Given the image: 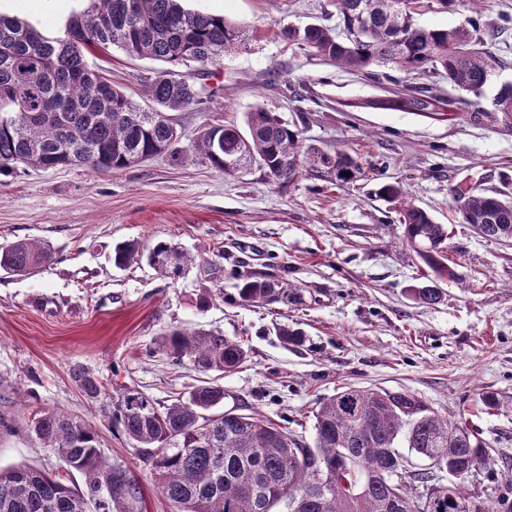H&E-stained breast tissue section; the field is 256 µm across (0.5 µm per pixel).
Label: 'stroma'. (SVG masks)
<instances>
[{"instance_id": "obj_1", "label": "stroma", "mask_w": 512, "mask_h": 512, "mask_svg": "<svg viewBox=\"0 0 512 512\" xmlns=\"http://www.w3.org/2000/svg\"><path fill=\"white\" fill-rule=\"evenodd\" d=\"M87 6L0 0V14L60 37ZM185 6L225 16L253 39L216 65L181 67L184 79L208 93L176 115L182 147L205 127L243 125L246 112L260 106L300 131L302 151L347 152L359 171L340 182L305 166L276 181L257 166L227 177L202 162L157 157L112 173L31 169L0 179V244L38 240L54 253L36 275L0 272V416L19 426L0 434V466L58 469L23 428L55 408L95 426L108 461L139 482L141 496L125 503L126 512H171L109 413L111 398L129 389L168 404L198 385L202 373L175 365L158 347L178 328L241 341L249 358L220 380L225 409L262 413L308 442L316 400L347 386L407 392L449 419H465L497 462L495 479L479 477L466 489L494 498L497 486L512 480V245L460 223L453 193L512 196V128L466 111L442 121L379 107L385 85L280 38L287 26L336 27L329 0ZM476 20L482 31H505L495 47L504 64L480 100L487 108L501 85L512 84V0H488ZM91 64L133 95L160 68L118 49ZM394 181L451 229L456 277L440 281L433 304L413 295L432 273L407 245L396 204L377 193ZM159 240L191 256L179 277L145 259L113 265L115 244ZM203 260L224 269V295L205 310L195 305ZM241 272L283 282L290 301L237 303ZM283 324L302 331L303 344L282 343L276 329ZM78 365L103 382L109 400L85 396L71 376ZM485 391L498 393L499 410L483 409Z\"/></svg>"}]
</instances>
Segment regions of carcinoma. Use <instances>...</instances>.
Here are the masks:
<instances>
[{"label":"carcinoma","mask_w":512,"mask_h":512,"mask_svg":"<svg viewBox=\"0 0 512 512\" xmlns=\"http://www.w3.org/2000/svg\"><path fill=\"white\" fill-rule=\"evenodd\" d=\"M416 0H331L340 31L320 24L285 28L286 40L312 49L344 69L372 73L397 67L411 74H440L456 90L480 98L500 59L471 19L451 27H425L414 20ZM455 12H476L485 0H435ZM245 28L221 15L191 11L182 0H93L87 12L70 19L64 36L48 38L18 18L0 15V176L19 170L82 165L108 173L130 167L140 154L165 157L178 165L197 158L228 176L257 164L286 181L300 168V133L276 114L257 107L246 113L245 128L212 125L186 150L176 148L181 130L173 114L199 104V92L178 68L189 62L213 66L224 53L247 47ZM118 48L131 57L165 67L144 85L140 105L89 65L88 56ZM390 107L445 116L469 104L450 99L428 84L408 85L385 100ZM475 117H502L512 124V84L501 87L492 109H472ZM339 181L357 164L348 154L309 157ZM382 196L404 201L400 223L412 250L438 279L454 278L448 264V225L405 201L395 182ZM463 224L480 225L481 236L512 241V198L496 191L458 199ZM148 255L172 276L190 257L176 246L156 242L149 251L135 242L117 244L112 262L122 268ZM48 244L18 240L0 245V271L30 276L50 263ZM288 298L284 287L252 274L240 276L235 300L241 305ZM161 350L176 365L189 361L207 373H226L249 358L243 343L220 334L174 329ZM73 379L89 398L102 397L103 384L87 368ZM224 388L206 383L185 397L160 404L137 390L113 403L110 420L140 449L173 512H274L299 493L306 498L288 512H421L417 490L437 486L431 512H512V484L496 498L469 493L470 473H494L491 446L462 421H450L408 393L348 387L316 403L313 445L302 444L269 417L223 411ZM84 482H67L32 467L0 468V512H122L140 494L125 471L109 465L96 429L56 409H45L26 425ZM409 448L454 475L451 487L436 484L433 471L418 468L409 480L390 478ZM478 501L481 508H472Z\"/></svg>","instance_id":"cac0c4a2"}]
</instances>
